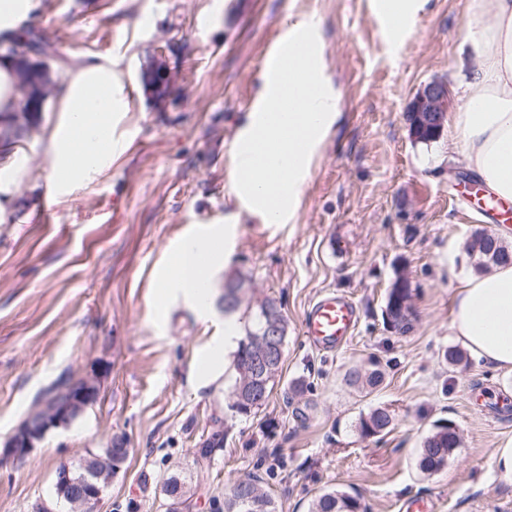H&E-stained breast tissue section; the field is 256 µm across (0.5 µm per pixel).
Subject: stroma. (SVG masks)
<instances>
[{"mask_svg":"<svg viewBox=\"0 0 512 512\" xmlns=\"http://www.w3.org/2000/svg\"><path fill=\"white\" fill-rule=\"evenodd\" d=\"M476 0H415L401 42L384 38L370 0H37L33 25L69 65L119 57L129 91L115 136L124 148L95 180L50 198L41 131L24 141L35 174L0 222V443L61 373L96 377L99 396L70 426L50 430L33 455L0 466V512H33L49 499L61 464L78 465L120 436L129 450L97 512H166L162 479L186 476L183 512H213L232 479L260 476L279 512H307L331 489H355L366 512H402L426 498L433 512H512V485L492 454L512 439V375L475 358L449 365L453 290L476 271L464 244L496 221L448 180L466 168L449 135L414 142L406 112L416 90L447 80L454 111L477 64L466 23ZM320 19L325 75L342 116L314 157L299 206L265 223L230 199L240 125L256 103L266 52L288 17ZM171 46L173 92L154 105L140 81L147 51ZM216 224L232 227L208 303L160 296L158 273L175 246ZM412 284L414 316L400 332L386 319L396 272ZM252 280L225 316V278ZM349 296L360 320L328 353L303 320L323 293ZM272 298L288 320L282 371L269 399L247 415L228 410L224 339L239 337L257 301ZM379 364L372 393L346 372ZM386 407L393 427L363 437L361 415ZM224 447L207 469L194 450L215 421ZM463 444L433 474L418 467L437 422Z\"/></svg>","mask_w":512,"mask_h":512,"instance_id":"obj_1","label":"stroma"}]
</instances>
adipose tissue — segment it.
<instances>
[{
    "label": "adipose tissue",
    "mask_w": 512,
    "mask_h": 512,
    "mask_svg": "<svg viewBox=\"0 0 512 512\" xmlns=\"http://www.w3.org/2000/svg\"><path fill=\"white\" fill-rule=\"evenodd\" d=\"M479 62L465 87V105L448 129L476 178L499 199L512 203V0H480L467 22ZM118 60L101 55L72 66L58 91L56 121L44 132L47 191L63 199L112 164L113 135L126 111ZM18 148L0 151V216L28 175ZM223 231L185 240L158 278L163 292L192 296L211 267L197 254L211 252ZM452 336L477 360L512 374V264L461 279L452 297Z\"/></svg>",
    "instance_id": "obj_1"
}]
</instances>
